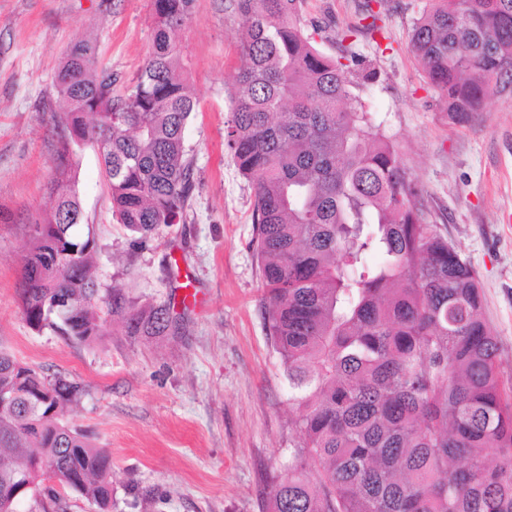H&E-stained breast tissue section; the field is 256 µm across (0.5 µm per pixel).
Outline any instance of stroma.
<instances>
[{
  "label": "stroma",
  "mask_w": 512,
  "mask_h": 512,
  "mask_svg": "<svg viewBox=\"0 0 512 512\" xmlns=\"http://www.w3.org/2000/svg\"><path fill=\"white\" fill-rule=\"evenodd\" d=\"M429 0H305L319 49L368 57L374 81L353 86L397 144L439 225L476 271L483 315L512 375V86L465 126L449 118L410 45ZM375 12L382 33L342 41ZM151 0H0V350L85 390L68 422L112 456V512H264L265 491L297 442L294 406L263 321L264 288L250 246L251 185L224 144L227 90L241 66L244 18L229 0H195L181 32L198 100L186 128L197 185L184 223L146 242L112 215L96 147L82 151L80 233L95 241L101 292L173 303L180 326L146 340L108 320L84 345L26 323L18 297L36 221L50 210L58 146L54 75L87 40L126 86L144 66Z\"/></svg>",
  "instance_id": "1"
}]
</instances>
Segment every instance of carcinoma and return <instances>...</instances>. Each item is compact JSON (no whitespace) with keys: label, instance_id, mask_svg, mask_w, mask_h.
I'll return each mask as SVG.
<instances>
[{"label":"carcinoma","instance_id":"cac0c4a2","mask_svg":"<svg viewBox=\"0 0 512 512\" xmlns=\"http://www.w3.org/2000/svg\"><path fill=\"white\" fill-rule=\"evenodd\" d=\"M195 0H153L148 58L125 92L87 42L57 71V190L19 288L38 331L91 343L102 315L128 336H164L171 305L99 294L76 158L97 148L118 223L141 243L185 222L196 187L185 128L197 101L180 32ZM411 31L448 116L468 122L512 85V0H432ZM304 0H233L246 19L224 142L253 190L263 320L296 404L299 442L268 512H512V378H505L471 265L438 225L398 147L351 93L377 76L357 54L329 56L301 22ZM0 512L34 500L67 512L72 491L112 507V459L63 420L83 389L0 351ZM59 474L45 483L43 466ZM29 489L14 500L4 492Z\"/></svg>","mask_w":512,"mask_h":512}]
</instances>
